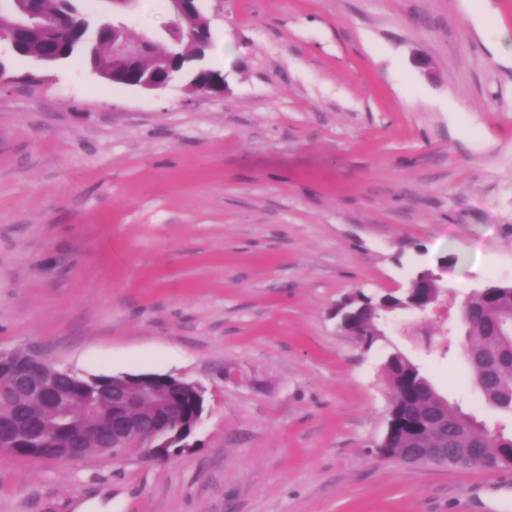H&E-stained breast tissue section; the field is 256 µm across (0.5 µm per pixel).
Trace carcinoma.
I'll return each mask as SVG.
<instances>
[{"mask_svg":"<svg viewBox=\"0 0 512 512\" xmlns=\"http://www.w3.org/2000/svg\"><path fill=\"white\" fill-rule=\"evenodd\" d=\"M86 0H32L41 15L42 24L18 28L10 15L9 0H0V26L7 27L9 38L20 49L19 55L38 64L55 65L79 57L94 70L108 72L120 66L112 52V44L125 37L124 29L112 27L99 13L88 11ZM173 22L164 31L165 44L150 39L148 51L139 68L143 72L162 69L172 53L186 59L206 54L211 41L201 44L195 39L197 29L209 25V19L198 9L192 15L181 12L177 0H168ZM442 289L431 287L426 280L412 283L404 295H368L358 290L348 294L336 306V317L349 311L352 318L344 321L356 341L368 351L381 339L375 326L377 306L387 312L417 307ZM476 319L468 326L469 340L463 355L475 388L485 404L512 415V338L496 333L497 321L512 313V288H484L482 293H466ZM382 371L389 392L387 439L378 448L379 455L412 465L448 464L460 469L497 470L512 457V431L499 427L490 430L477 418L443 397L421 367L398 350L390 352ZM110 376H76L71 383L74 405L84 414L78 424L94 428L112 417V381ZM20 408L39 415L42 408L23 393L15 401L0 406V417L10 419ZM203 402L188 393H176L168 408L167 430L190 434V423L201 415ZM43 447L24 448L22 454L34 459L55 451L51 440L66 433L70 425L54 418H42Z\"/></svg>","mask_w":512,"mask_h":512,"instance_id":"obj_1","label":"carcinoma"}]
</instances>
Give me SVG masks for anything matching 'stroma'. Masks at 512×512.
I'll use <instances>...</instances> for the list:
<instances>
[{
	"mask_svg": "<svg viewBox=\"0 0 512 512\" xmlns=\"http://www.w3.org/2000/svg\"><path fill=\"white\" fill-rule=\"evenodd\" d=\"M199 6L220 97L0 45V351L207 389L199 448L170 461L0 457V512H512L505 471L377 454L396 347L512 426L469 379L456 302L398 312L368 351L334 316L446 256L459 291L512 283V0ZM172 20L137 0L128 35Z\"/></svg>",
	"mask_w": 512,
	"mask_h": 512,
	"instance_id": "obj_1",
	"label": "stroma"
}]
</instances>
